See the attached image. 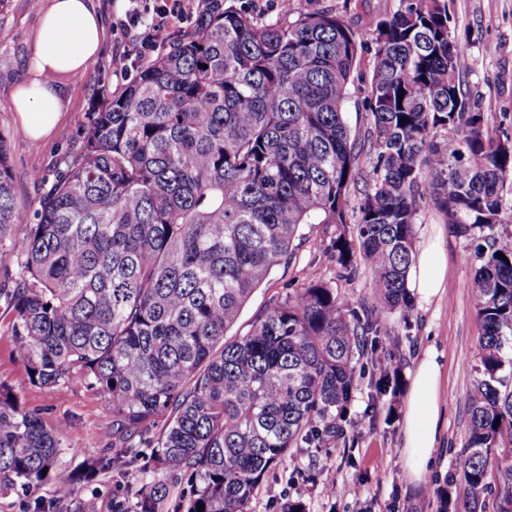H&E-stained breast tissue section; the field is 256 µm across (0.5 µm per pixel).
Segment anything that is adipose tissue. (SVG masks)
Masks as SVG:
<instances>
[{
	"mask_svg": "<svg viewBox=\"0 0 512 512\" xmlns=\"http://www.w3.org/2000/svg\"><path fill=\"white\" fill-rule=\"evenodd\" d=\"M102 42L99 16L89 0H50L37 32L30 64L32 77L13 95L23 131L34 140L57 124L62 99L48 80L52 74H84ZM448 264L441 229L433 227L415 254L407 281L419 303L441 297ZM446 367L443 351L428 348L417 362L403 415V452L412 481H421L440 440Z\"/></svg>",
	"mask_w": 512,
	"mask_h": 512,
	"instance_id": "obj_1",
	"label": "adipose tissue"
}]
</instances>
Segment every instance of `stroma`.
<instances>
[{
    "label": "stroma",
    "instance_id": "35a3bbf8",
    "mask_svg": "<svg viewBox=\"0 0 512 512\" xmlns=\"http://www.w3.org/2000/svg\"><path fill=\"white\" fill-rule=\"evenodd\" d=\"M158 0H91L101 18L103 38L99 56L80 76L58 75L64 113L46 138L34 140L22 130L12 105L14 91L28 81L35 37L48 0H0V133L9 145L15 199L20 207L34 208L40 188L32 179L39 172L53 180L66 152L80 146L92 101L112 94L136 74L135 59L142 29L121 32L116 27L127 9L151 6ZM225 5L247 8L261 20H284L300 12L329 10L362 36L363 50L349 88L345 120L351 139L363 144L369 127L362 101L373 61L371 30L375 21L396 8V0H291L281 10L278 0H224ZM450 30L466 46L460 70L471 99L487 114L494 133L512 138V0H448ZM443 227V248L448 260V281L441 299L418 304L409 317L394 314L386 327L396 343L398 388L379 405H372V366L369 357L355 362L357 387L347 407L346 436L318 448H296L270 469L252 499L250 512H282L287 500H298L305 512H439L438 491L457 467L458 453L468 437V394L477 377V348L481 327L471 281L480 261L464 239L445 226L431 196L418 202L415 237L424 240L432 225ZM303 240L289 263L278 266L269 281L250 297L233 328L248 332L254 319L275 299L298 287L307 272L331 281L351 306L370 300L369 275L358 271L350 280L338 278L332 257L336 228L306 224ZM13 313L0 299V383L8 385L27 409L37 411L47 424L67 420L62 435L65 451L61 469L82 470L86 462L110 458L105 398L83 386L45 389L30 383L9 337ZM445 353L448 380L442 437L424 476V485L407 475L402 423L410 375L427 348ZM166 479L170 486L165 512H186L192 480L189 475L166 476L150 458H142L127 473L104 469L81 484L63 506V512H112L116 500L135 502L142 479ZM335 482V494L323 489Z\"/></svg>",
    "mask_w": 512,
    "mask_h": 512
}]
</instances>
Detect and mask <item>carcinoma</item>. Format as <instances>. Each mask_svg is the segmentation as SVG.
<instances>
[{
	"mask_svg": "<svg viewBox=\"0 0 512 512\" xmlns=\"http://www.w3.org/2000/svg\"><path fill=\"white\" fill-rule=\"evenodd\" d=\"M446 0H398L375 27L363 98L373 153L358 221L347 195L358 152L344 119L357 34L331 11L259 21L202 0L135 78L88 113L34 211L16 205L0 134V254L11 255L9 336L29 381L80 385L108 403L115 460L151 452L196 487L187 512H249L265 473L292 449L345 437L356 354L388 339L387 314L412 311L422 186L482 263L472 292L482 334L468 397L461 480L440 512H512V231L501 227L512 145L463 89L464 47ZM24 224L16 241L10 227ZM304 224H333L338 277L370 275L357 308L309 275L230 336L253 292L290 259ZM505 258H500V255ZM376 365L377 393L392 383ZM67 422L46 425L0 384V492L52 482ZM169 485L145 479L134 504L162 512Z\"/></svg>",
	"mask_w": 512,
	"mask_h": 512,
	"instance_id": "1",
	"label": "carcinoma"
}]
</instances>
